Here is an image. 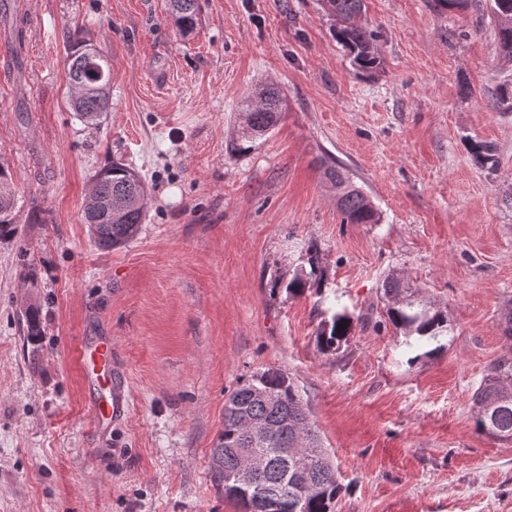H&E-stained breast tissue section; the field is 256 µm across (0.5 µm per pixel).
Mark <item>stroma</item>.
<instances>
[{
    "label": "stroma",
    "instance_id": "35a3bbf8",
    "mask_svg": "<svg viewBox=\"0 0 512 512\" xmlns=\"http://www.w3.org/2000/svg\"><path fill=\"white\" fill-rule=\"evenodd\" d=\"M182 35L168 0H0V162L19 200L0 240V512H241L213 481L224 401L259 371L292 376L338 467L336 512H512V444L476 431L472 395L512 340V83L489 0H365L383 59L355 68L320 0H199ZM111 66L112 106L78 120L66 59ZM278 126L231 152L257 83ZM492 144L495 172L469 140ZM121 163L148 186L126 244L98 249L91 182ZM369 197L346 224L324 174ZM316 244L321 292L285 286ZM400 271L448 315L416 356L378 288ZM354 320L321 352L325 308ZM39 311L28 335L25 311ZM112 339L129 411L94 429L78 353Z\"/></svg>",
    "mask_w": 512,
    "mask_h": 512
}]
</instances>
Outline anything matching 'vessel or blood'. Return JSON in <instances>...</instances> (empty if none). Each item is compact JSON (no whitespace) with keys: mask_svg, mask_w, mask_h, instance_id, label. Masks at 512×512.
Returning a JSON list of instances; mask_svg holds the SVG:
<instances>
[{"mask_svg":"<svg viewBox=\"0 0 512 512\" xmlns=\"http://www.w3.org/2000/svg\"><path fill=\"white\" fill-rule=\"evenodd\" d=\"M79 359L90 393L95 425L111 422L125 409L126 392L112 376V340L98 339L93 346L80 349Z\"/></svg>","mask_w":512,"mask_h":512,"instance_id":"1","label":"vessel or blood"}]
</instances>
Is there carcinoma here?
I'll list each match as a JSON object with an SVG mask.
<instances>
[{
    "instance_id": "1",
    "label": "carcinoma",
    "mask_w": 512,
    "mask_h": 512,
    "mask_svg": "<svg viewBox=\"0 0 512 512\" xmlns=\"http://www.w3.org/2000/svg\"><path fill=\"white\" fill-rule=\"evenodd\" d=\"M170 16L184 34L197 25L198 0H169ZM323 10L336 22L334 36L348 51L355 66L376 70L381 65L378 35L360 23L364 0H322ZM492 17L497 20L500 53L512 62V0H490ZM68 79L72 87L70 107L76 117L93 125L110 109V68L97 49L84 45L67 57ZM498 112H512V89L504 86L492 99ZM242 123L231 148L239 153L250 151L257 139L272 131L285 112L284 98L272 84L261 83L244 98L239 108ZM470 153L475 164L495 171L492 148L472 140ZM328 179L339 191L338 205L343 221L348 224H376L379 216L371 201L358 187L347 182L334 167L326 170ZM92 195L98 200L95 209L83 210V221L101 250H110L132 239L145 217L147 189L142 179L129 167L114 163L94 177ZM17 198L11 171L0 163V238L16 232ZM307 266L300 267L285 289L291 295L309 290L321 292L323 273L319 267L318 249L311 243L306 250ZM387 321L408 337L421 341H439L448 335V319L443 310L422 299L409 287L405 278L395 272L381 283ZM353 320L346 309L335 310L321 322L317 340L325 353H335L349 340ZM472 410L477 430L502 442H512V357L502 358L491 367L472 396ZM272 424L275 431L254 444L264 456L267 469L252 493L256 512H333V504L342 487L339 472L323 447L310 409L296 383L286 372L268 368L252 376L235 389L224 402V430L212 450V470L219 484H224L240 465L241 459L224 453L226 448H241L243 431L238 413ZM303 446L308 453L313 490L302 494L294 479V463L281 454L283 448Z\"/></svg>"
}]
</instances>
